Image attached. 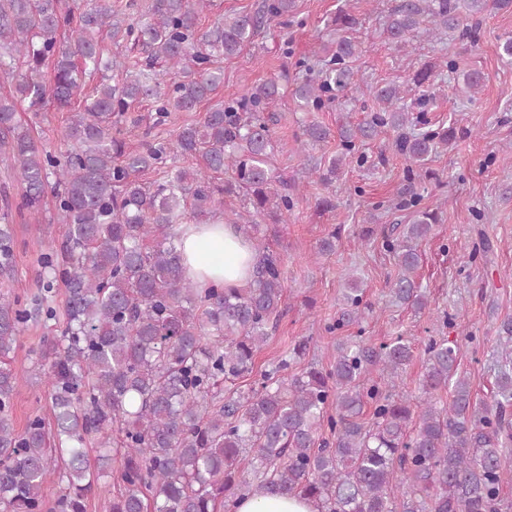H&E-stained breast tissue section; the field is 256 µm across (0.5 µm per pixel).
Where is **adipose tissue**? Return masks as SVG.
<instances>
[{"mask_svg": "<svg viewBox=\"0 0 512 512\" xmlns=\"http://www.w3.org/2000/svg\"><path fill=\"white\" fill-rule=\"evenodd\" d=\"M178 234L184 272L197 287H208L214 281L228 288H244L252 281L258 259L236 225L214 219L180 225ZM236 512H318V506L308 497L273 494L244 498Z\"/></svg>", "mask_w": 512, "mask_h": 512, "instance_id": "ef3b65f1", "label": "adipose tissue"}]
</instances>
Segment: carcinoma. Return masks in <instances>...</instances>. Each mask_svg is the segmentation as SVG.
<instances>
[{"instance_id":"cac0c4a2","label":"carcinoma","mask_w":512,"mask_h":512,"mask_svg":"<svg viewBox=\"0 0 512 512\" xmlns=\"http://www.w3.org/2000/svg\"><path fill=\"white\" fill-rule=\"evenodd\" d=\"M209 0H152L147 18L129 23L112 0H0V73L15 79L0 96V154L13 164L23 187L22 208L39 209L54 186L56 218L67 225L62 259L43 257L42 268L66 291L64 328L40 342V358L53 423L29 418L21 430L10 415L14 394L27 379L12 367L14 352L32 312L21 299L0 293V512H86L85 499L99 480L88 447L98 459L121 464L122 488L111 512H220L226 493L262 496L301 493L320 512H512L503 487L512 483V361L498 371L496 391L476 402L457 373L460 347L431 340L425 347L421 395L399 389L397 379L412 358V342L398 336L374 347L349 340L336 347L332 368L311 364L283 375L288 359L264 371L258 389H224V382L253 372L255 355L276 329L285 290L280 261L261 256L245 289L199 288L183 273L175 226L187 216L200 222L242 194L239 227L265 249L260 220L288 211V186L278 189L267 164L270 124L263 116L282 86L267 80L241 98L208 110L165 142L132 150L112 131V116L143 100L163 118L195 112L223 82L214 66L240 54L258 32L293 13L295 0H262L252 14L224 17L205 31L199 15ZM512 0H394L386 24L396 46L417 36L446 34L478 44V26L491 9ZM356 19L340 9L332 19L336 40L316 76L296 83L303 112H319L337 93L357 85L359 44L347 36ZM72 40H58L62 29ZM108 37L145 54L132 74L108 83L113 62L103 57ZM51 67L46 79L44 68ZM22 68L23 72L15 73ZM100 81L72 113L63 158L48 153L17 117V104L67 107L85 79ZM369 93L380 109L340 129L342 151L324 162L320 180L336 181L358 143L386 130L410 161L400 191L402 205L418 204L416 182L426 162L448 146L454 131L431 128L413 116L407 91L392 84ZM330 129L309 122L302 144L317 145ZM195 161L173 167L160 181L139 174L176 157ZM234 179L224 182V171ZM438 223L435 211L417 210L410 224L386 240L402 268L391 288L400 304L421 311L428 298L414 273L418 242ZM14 229L0 218V280L14 277ZM334 329L358 320L362 289L347 283ZM377 371L389 389L367 376ZM449 389L448 406L434 392ZM371 404L372 422L362 420ZM335 413L327 414L328 409ZM328 427L332 440L319 431ZM251 457L252 479L235 471ZM63 493L47 506L49 482Z\"/></svg>"}]
</instances>
